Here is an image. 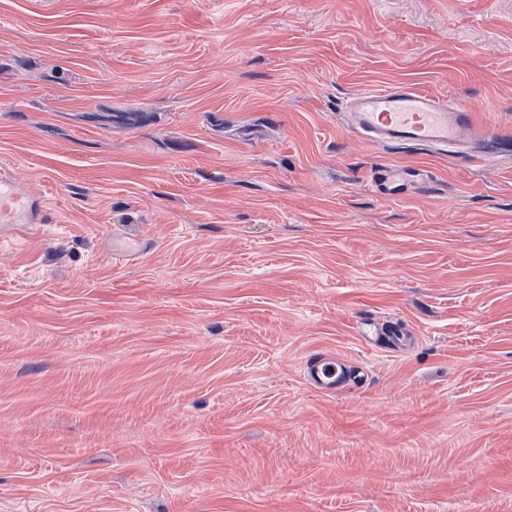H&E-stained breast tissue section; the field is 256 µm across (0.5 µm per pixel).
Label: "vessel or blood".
Returning <instances> with one entry per match:
<instances>
[{
  "mask_svg": "<svg viewBox=\"0 0 512 512\" xmlns=\"http://www.w3.org/2000/svg\"><path fill=\"white\" fill-rule=\"evenodd\" d=\"M348 110L356 134L376 145L414 143L445 150L458 146L468 132L481 144L484 158L491 159L501 145L512 142L511 134L477 124L468 105L423 93L406 81L366 91L349 101ZM373 184L384 196H399L404 191L399 176L385 169L376 173ZM43 221L42 201L28 195L11 173L1 170L0 223L12 235L23 237ZM358 334L367 344L392 351L402 350L407 339L406 331L397 325L370 320L360 322ZM304 376L313 390L334 394L362 385L366 371L321 350L307 358Z\"/></svg>",
  "mask_w": 512,
  "mask_h": 512,
  "instance_id": "obj_1",
  "label": "vessel or blood"
}]
</instances>
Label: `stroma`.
<instances>
[{
	"label": "stroma",
	"mask_w": 512,
	"mask_h": 512,
	"mask_svg": "<svg viewBox=\"0 0 512 512\" xmlns=\"http://www.w3.org/2000/svg\"><path fill=\"white\" fill-rule=\"evenodd\" d=\"M405 80L512 131V0H0V512H512V154L368 146ZM43 202L31 197L13 175L0 171V223L6 224L12 235L24 237L35 224H44ZM397 174L389 170H380L376 173L373 184L378 194L384 196H399L404 192V183ZM357 333L369 345L400 351L405 346L407 332L396 324L378 323L370 320L360 322ZM304 376L315 391L334 394L363 384L367 374L362 366H354L327 351H316L306 360Z\"/></svg>",
	"instance_id": "1"
}]
</instances>
